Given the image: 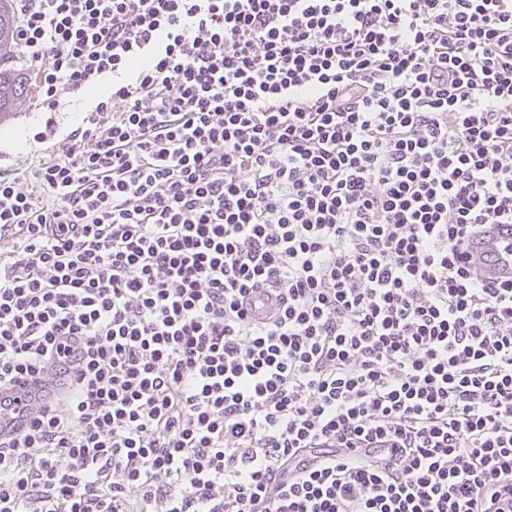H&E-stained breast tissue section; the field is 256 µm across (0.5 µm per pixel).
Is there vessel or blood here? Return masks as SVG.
<instances>
[{
    "instance_id": "vessel-or-blood-1",
    "label": "vessel or blood",
    "mask_w": 512,
    "mask_h": 512,
    "mask_svg": "<svg viewBox=\"0 0 512 512\" xmlns=\"http://www.w3.org/2000/svg\"><path fill=\"white\" fill-rule=\"evenodd\" d=\"M467 251L483 279L502 281L512 278V226L491 225L470 241Z\"/></svg>"
}]
</instances>
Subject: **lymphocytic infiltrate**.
Wrapping results in <instances>:
<instances>
[{
    "instance_id": "lymphocytic-infiltrate-1",
    "label": "lymphocytic infiltrate",
    "mask_w": 512,
    "mask_h": 512,
    "mask_svg": "<svg viewBox=\"0 0 512 512\" xmlns=\"http://www.w3.org/2000/svg\"><path fill=\"white\" fill-rule=\"evenodd\" d=\"M14 14L93 104L0 169V512H512V0ZM467 246L470 261L485 280L502 281L512 276V229L510 224H490Z\"/></svg>"
}]
</instances>
